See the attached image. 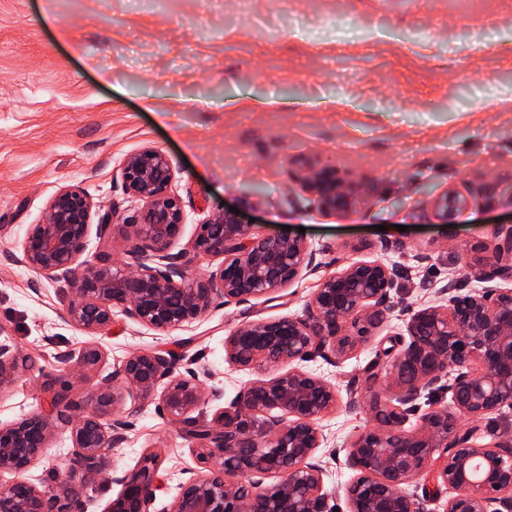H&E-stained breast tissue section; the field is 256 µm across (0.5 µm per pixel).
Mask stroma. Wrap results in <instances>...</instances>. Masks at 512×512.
<instances>
[{
  "label": "stroma",
  "mask_w": 512,
  "mask_h": 512,
  "mask_svg": "<svg viewBox=\"0 0 512 512\" xmlns=\"http://www.w3.org/2000/svg\"><path fill=\"white\" fill-rule=\"evenodd\" d=\"M145 147L175 168L186 222L174 249L234 207L256 234L303 236L315 270L246 302L215 299L166 332L118 312L93 335L69 322L58 283L11 256L49 198L76 185L112 215L106 236L90 230V251L123 260L124 224L141 203L125 192L120 165ZM301 157L371 187L369 200L346 215L320 212L293 179ZM509 183L512 0H0V341L26 359L0 388V422L42 406L56 353L88 345L102 357L73 380V399L96 394L130 355L166 349L203 390L233 399L260 374L226 360L225 337L302 314L322 279L356 261L409 267L392 297L415 308L439 304L451 280L467 294L500 287L474 279L456 254L489 255L496 227L512 225V204L492 193ZM451 186L478 203L436 223L429 202ZM406 337L396 311L343 358L305 364L343 399L318 420L312 458L332 512L348 510L357 472L345 450L370 423L362 371ZM113 415L128 427L105 454L108 468L133 473L157 456L163 512L201 470L196 441L169 423L156 392L128 388ZM71 453L65 436H52L26 479L54 485Z\"/></svg>",
  "instance_id": "obj_1"
}]
</instances>
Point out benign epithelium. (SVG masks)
Masks as SVG:
<instances>
[{
  "label": "benign epithelium",
  "mask_w": 512,
  "mask_h": 512,
  "mask_svg": "<svg viewBox=\"0 0 512 512\" xmlns=\"http://www.w3.org/2000/svg\"><path fill=\"white\" fill-rule=\"evenodd\" d=\"M293 177L319 209L348 214L364 204L371 189L340 175L317 159L294 161ZM127 194L142 202L124 224V260L89 252V229L96 203L80 187L59 188L48 200L47 217L33 224L21 244L22 263L40 275L63 282L58 299L67 319L92 335L112 323L119 308L130 319L167 331L202 317L215 298L243 302L290 285L314 268L315 252L297 238L255 234L236 212H218L196 225L187 246L172 251L185 214L171 193L175 169L161 150L145 147L121 164ZM476 203L450 187L430 201L432 216L446 224ZM512 225L497 231L492 256L460 260L479 280L512 283ZM204 257L221 259L208 276L192 270ZM406 270L382 260L359 261L323 279L300 316L260 319L224 339L226 359L242 369L274 370L245 384L228 405L224 392L203 395L198 376L176 373L170 352L141 351L102 378L86 402L68 397L70 378L96 365L98 349L56 356L58 375L47 379L48 406L18 421L0 423V512H70L86 482L105 466L100 449L125 441V421L104 416L123 390L160 399L171 424L182 427L199 444V462L207 473L191 479L166 512H331L323 491L322 469L310 463L323 436L317 420L339 404L336 386L305 370L301 363L346 355L385 315L394 311L391 294ZM454 282L439 289L442 304L408 308L409 341L399 344L388 364L375 362L365 371L375 424L360 430L346 449L348 464L359 476L346 488L348 512H430L406 487L422 472L451 493L444 512H512V439L492 444L473 440L477 428L463 431L458 420L478 421L512 407V288L459 294ZM20 354L0 344V386L17 380ZM446 390L448 407L417 414L418 400ZM218 404L212 419L193 417L202 405ZM277 409L278 416L268 412ZM66 433L73 453L56 485L40 489L5 481L3 476L29 469L47 439ZM156 460L150 456L135 473H112L121 487L109 512H152L158 484ZM274 473L277 483L262 486L257 476ZM227 475L240 480L230 482Z\"/></svg>",
  "instance_id": "obj_1"
}]
</instances>
